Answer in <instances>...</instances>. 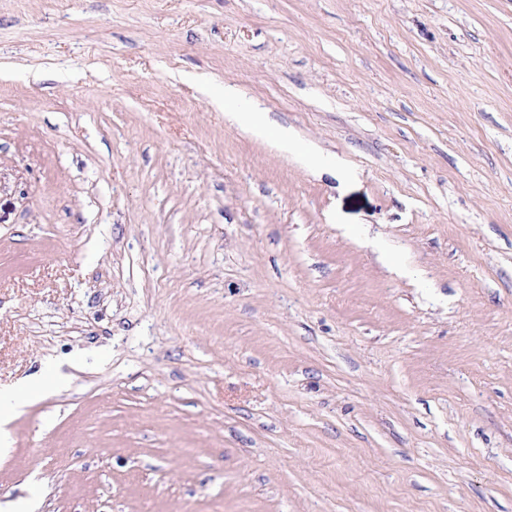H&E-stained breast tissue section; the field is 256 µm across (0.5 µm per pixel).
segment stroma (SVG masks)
Returning <instances> with one entry per match:
<instances>
[{"label": "stroma", "instance_id": "stroma-1", "mask_svg": "<svg viewBox=\"0 0 512 512\" xmlns=\"http://www.w3.org/2000/svg\"><path fill=\"white\" fill-rule=\"evenodd\" d=\"M45 370L0 512H512V0H0V389ZM263 112H225L224 117L231 123L245 128L252 136L259 139H269L284 153H294L297 143L288 128L272 127Z\"/></svg>", "mask_w": 512, "mask_h": 512}]
</instances>
